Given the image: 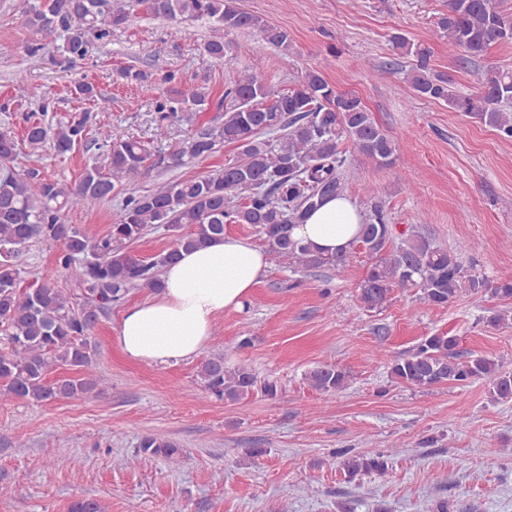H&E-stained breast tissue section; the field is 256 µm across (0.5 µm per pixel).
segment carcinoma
Returning <instances> with one entry per match:
<instances>
[{"label":"carcinoma","mask_w":512,"mask_h":512,"mask_svg":"<svg viewBox=\"0 0 512 512\" xmlns=\"http://www.w3.org/2000/svg\"><path fill=\"white\" fill-rule=\"evenodd\" d=\"M146 11L166 19H213L224 35L209 40L207 56L233 69L224 36L246 29L260 30L272 45L290 46L288 31L261 16L241 10L235 0H140ZM137 19L129 0H37L26 10V24L38 35L27 50L35 55L65 38L71 60H82L89 41L108 42L112 31ZM448 38V53L466 59L483 56L497 42H512V16L504 14L497 0H448V11L437 21ZM395 48L414 58L406 79L418 97L443 101L453 112L479 120L504 141H512V70H492L478 80L477 91L453 90V77L430 71V50L400 35ZM158 81L166 92L156 101L155 112L167 121L179 112L212 109L209 94L186 86L167 72ZM75 93L94 102L101 111L111 99L96 94L90 83ZM224 111L219 123L205 122L192 139L168 155H154L137 140H114L99 132V147L106 151V165L92 164L81 179L66 184L45 177L40 169L14 164L18 149L15 132L0 125V396L45 403L96 392L105 393L109 380L95 367L97 345L91 332L98 316L122 301L130 290L161 288L160 270L178 256L179 249L202 246L224 237L225 225L249 224L262 235L272 262L293 269L346 267L358 254L369 265L359 283L364 308L382 309L395 289L415 292L425 303L445 306L465 293L476 301L484 297L512 298V274L495 280L464 268L462 243L448 251L440 247L425 227V216L396 231L375 189H365L367 213L356 244L341 254L322 255L293 236L296 225L331 196L346 193L348 158L341 148L349 139L362 155L379 166L393 163L395 141L378 124L354 94L340 92L322 74L311 71L295 89H278L262 73L244 69L232 73L217 103ZM86 115L48 126L28 121L24 142L32 151L50 146L58 153L71 151L87 135ZM222 144H234L240 159L206 176L178 182H158L145 194L135 187L158 168H178L185 160L210 156ZM129 191L122 214L104 235H91L65 223L64 213L91 201L112 197L115 185ZM160 226L173 233L169 249L155 256H138L126 245ZM33 243L61 244L55 267L27 287L21 286V259ZM64 276L83 290L80 308L69 305L58 286ZM459 341L445 332L423 337L412 351L395 357L390 376L419 388L441 384L464 387L474 380L489 383L490 395L512 399V373L497 361L458 349ZM75 368L76 377L48 375L57 366ZM197 376L207 396L230 402L253 392L257 377L251 367L228 368L224 354L214 353L200 362ZM321 393L347 387L349 373L326 364L305 374ZM165 458L174 467L183 456L171 442L145 436L129 460L141 456ZM349 478L360 473H386L381 455L351 456L343 461Z\"/></svg>","instance_id":"obj_1"}]
</instances>
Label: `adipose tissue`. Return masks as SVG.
<instances>
[{
  "label": "adipose tissue",
  "mask_w": 512,
  "mask_h": 512,
  "mask_svg": "<svg viewBox=\"0 0 512 512\" xmlns=\"http://www.w3.org/2000/svg\"><path fill=\"white\" fill-rule=\"evenodd\" d=\"M364 222L348 197L332 198L313 211L294 235L314 251L348 250ZM269 266L264 248L227 235L206 246L181 251L162 270V288L123 312L117 336L124 354L148 364H167L200 355L210 344L216 318L241 311Z\"/></svg>",
  "instance_id": "adipose-tissue-1"
}]
</instances>
